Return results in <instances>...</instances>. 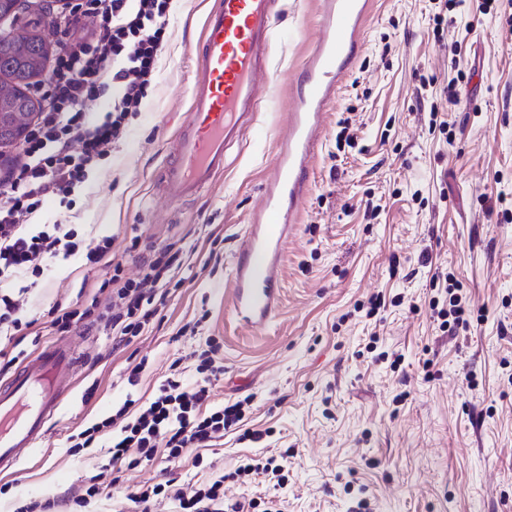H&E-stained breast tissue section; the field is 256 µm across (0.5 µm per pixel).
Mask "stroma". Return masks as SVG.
<instances>
[{
  "label": "stroma",
  "mask_w": 512,
  "mask_h": 512,
  "mask_svg": "<svg viewBox=\"0 0 512 512\" xmlns=\"http://www.w3.org/2000/svg\"><path fill=\"white\" fill-rule=\"evenodd\" d=\"M320 0H277L269 64L273 85L257 114L263 137L227 151L226 167L200 196L177 205L160 175L189 108L196 59L190 49L216 0H171L156 77L125 137L89 171L69 203L48 202L45 224H66L85 242L112 240L127 276L142 244L190 250L182 285L170 288L142 335L113 346L102 322L67 334L51 309L106 305L102 270L81 256L51 262L21 306L33 325L8 346L25 360L66 336L82 369L40 447L16 472L0 475V512L32 503L47 512H138L141 485L172 481L202 488L224 481L227 502L269 499L282 512H512V20L463 13L433 20L430 0H375L360 54L328 109L326 134L310 171L300 221L284 248L282 302L262 329L225 306L234 254L262 184L287 133L290 83L317 32ZM456 83L462 103L448 106ZM446 132L429 126L431 106ZM350 119L359 145L336 149L337 123ZM380 207L369 217V204ZM443 267L471 305L470 327L444 333L429 302L446 296L430 283ZM387 301L366 314L370 296ZM224 372L209 385L203 412L248 400L246 428L172 462L158 448L135 467L111 463V428L86 448L79 433L126 399H150L178 365L199 380L209 347ZM141 373L136 386L126 377ZM287 454L282 483L238 474L248 458ZM103 474L99 495L88 479Z\"/></svg>",
  "instance_id": "1"
}]
</instances>
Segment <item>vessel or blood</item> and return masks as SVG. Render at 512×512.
Masks as SVG:
<instances>
[{
  "label": "vessel or blood",
  "instance_id": "1",
  "mask_svg": "<svg viewBox=\"0 0 512 512\" xmlns=\"http://www.w3.org/2000/svg\"><path fill=\"white\" fill-rule=\"evenodd\" d=\"M275 0H217L196 46L190 107L166 161L164 198L179 203L224 172L227 149L256 122L267 86ZM369 0H321L319 36L293 81L294 105L263 202L250 218L231 268L226 306L251 326L266 325L281 301L288 235L309 192V170L326 131L325 115L359 56ZM75 361L68 343L46 346L0 384V472L36 448L69 389Z\"/></svg>",
  "mask_w": 512,
  "mask_h": 512
}]
</instances>
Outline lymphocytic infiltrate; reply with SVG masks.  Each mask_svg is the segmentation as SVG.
<instances>
[{"mask_svg": "<svg viewBox=\"0 0 512 512\" xmlns=\"http://www.w3.org/2000/svg\"><path fill=\"white\" fill-rule=\"evenodd\" d=\"M169 9L170 0H72L67 14L53 19L58 51L52 73L47 83L30 89L40 116L19 149L18 162L0 179L1 336L19 331L25 319L12 296L20 279L41 276L50 262L80 252L89 268L110 269L103 285L111 290L109 323L112 340L119 344L145 330L157 312V299L165 298L179 274L182 264L171 246L155 249L138 278L125 279L121 263L109 259L110 238L82 249L66 225L34 221L48 199L71 195L124 137L127 117L139 111L155 78ZM84 21L94 23L93 37L73 42L72 28ZM91 100L108 102L103 117L87 113ZM208 398L207 380L187 385L172 377L133 419L118 409L104 421L112 429L113 462L148 461L161 446L173 461L242 422L245 408L240 401L199 415ZM165 499L178 501L181 512H252L257 506L253 500L226 504L220 478L203 490L156 483L134 495L145 506Z\"/></svg>", "mask_w": 512, "mask_h": 512, "instance_id": "f902f5d3", "label": "lymphocytic infiltrate"}]
</instances>
